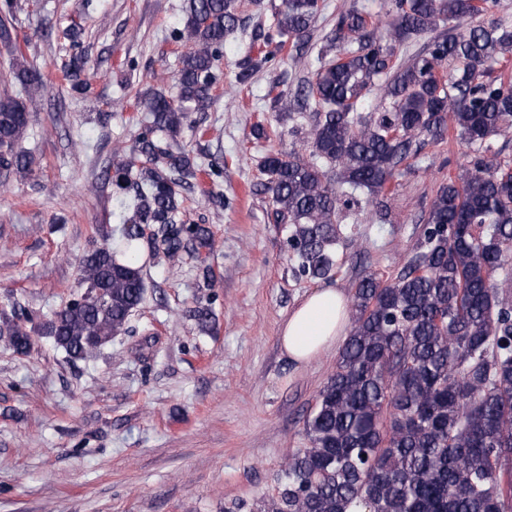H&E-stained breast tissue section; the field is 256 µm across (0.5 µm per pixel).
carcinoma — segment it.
<instances>
[{"label":"carcinoma","mask_w":512,"mask_h":512,"mask_svg":"<svg viewBox=\"0 0 512 512\" xmlns=\"http://www.w3.org/2000/svg\"><path fill=\"white\" fill-rule=\"evenodd\" d=\"M169 37L184 46L172 85L138 98L144 115L132 145L112 165L121 196L112 236L79 259V288L52 317L30 327L16 309L0 314V337L15 353L31 333L50 337L67 358L93 356L127 331L145 300L143 270L163 261L191 264L215 287L208 262L213 232L187 216L183 192L210 179L221 195L224 165L190 154L180 134L190 113L215 103L225 39L239 26L238 0H184ZM270 10L256 37L265 51L239 64L237 80L275 69L288 43L302 56L323 0H252ZM385 31L356 4L336 13L318 66L297 92L319 106L303 150L272 152L262 164L271 195L268 220L288 226L300 275L328 279L336 269L342 210L373 207L418 155L419 138L453 128L472 149L466 165L433 197L406 267L391 282L363 276L336 369L303 420L304 447L291 450L275 493L251 512H512V287L491 284L512 251V165L490 138L512 131V77L492 63L512 54V30L481 16L476 0H384ZM428 36L408 60L409 39ZM460 63L448 78V61ZM71 93L90 94L98 73L75 56L64 65ZM20 94L0 96V168L17 181L32 160L17 151L43 86L36 65L12 55ZM386 104L362 113L375 82ZM336 169V187L321 163ZM211 334L210 306L188 310Z\"/></svg>","instance_id":"obj_1"}]
</instances>
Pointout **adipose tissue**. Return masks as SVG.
I'll return each mask as SVG.
<instances>
[{"label":"adipose tissue","mask_w":512,"mask_h":512,"mask_svg":"<svg viewBox=\"0 0 512 512\" xmlns=\"http://www.w3.org/2000/svg\"><path fill=\"white\" fill-rule=\"evenodd\" d=\"M347 322V299L333 287L306 296L289 314L279 336L288 357L305 364L336 346Z\"/></svg>","instance_id":"obj_1"}]
</instances>
